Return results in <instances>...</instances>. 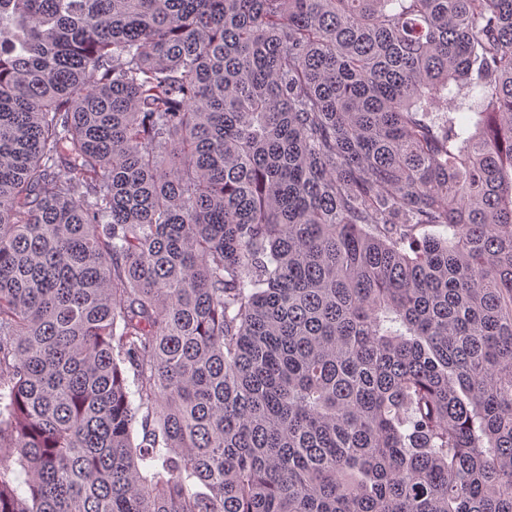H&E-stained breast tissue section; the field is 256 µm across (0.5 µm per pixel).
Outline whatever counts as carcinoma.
<instances>
[{"label": "carcinoma", "mask_w": 512, "mask_h": 512, "mask_svg": "<svg viewBox=\"0 0 512 512\" xmlns=\"http://www.w3.org/2000/svg\"><path fill=\"white\" fill-rule=\"evenodd\" d=\"M0 512H512V0H0Z\"/></svg>", "instance_id": "cac0c4a2"}]
</instances>
